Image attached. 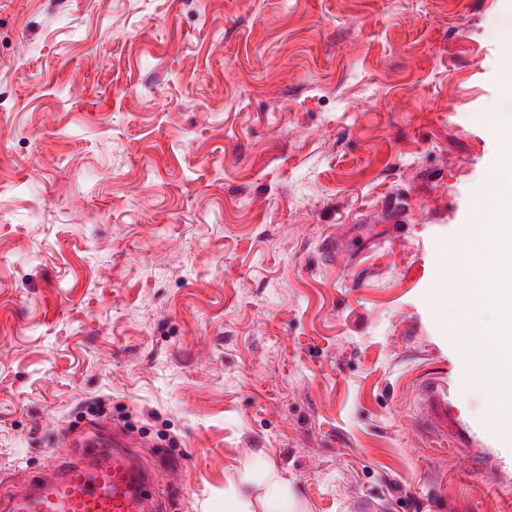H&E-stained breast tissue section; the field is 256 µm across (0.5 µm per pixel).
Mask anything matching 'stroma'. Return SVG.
<instances>
[{"label": "stroma", "mask_w": 512, "mask_h": 512, "mask_svg": "<svg viewBox=\"0 0 512 512\" xmlns=\"http://www.w3.org/2000/svg\"><path fill=\"white\" fill-rule=\"evenodd\" d=\"M510 82L512 0H0V494L114 421L171 512H512L421 391Z\"/></svg>", "instance_id": "35a3bbf8"}]
</instances>
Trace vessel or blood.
Here are the masks:
<instances>
[{
  "label": "vessel or blood",
  "mask_w": 512,
  "mask_h": 512,
  "mask_svg": "<svg viewBox=\"0 0 512 512\" xmlns=\"http://www.w3.org/2000/svg\"><path fill=\"white\" fill-rule=\"evenodd\" d=\"M426 419L440 436H454L458 447L479 450L485 464L496 465L488 430L473 426L448 397V381L430 380L424 390ZM154 481L125 448L123 440L99 433L85 453L43 470L0 498V512H163L149 492Z\"/></svg>",
  "instance_id": "1"
}]
</instances>
